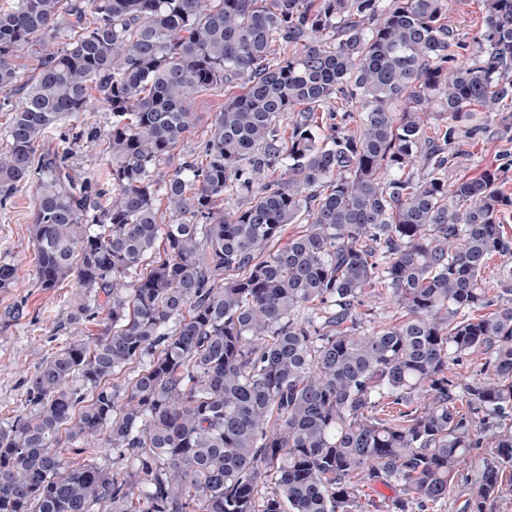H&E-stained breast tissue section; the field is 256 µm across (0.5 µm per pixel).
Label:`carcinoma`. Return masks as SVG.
I'll return each mask as SVG.
<instances>
[{
	"label": "carcinoma",
	"mask_w": 512,
	"mask_h": 512,
	"mask_svg": "<svg viewBox=\"0 0 512 512\" xmlns=\"http://www.w3.org/2000/svg\"><path fill=\"white\" fill-rule=\"evenodd\" d=\"M449 2L0 8V91L21 92L0 97V200L34 185L33 275L75 276L74 319L100 324L25 378L29 411L0 426V512H436L461 483L486 512L512 495V268L496 297L483 279L512 258V198L489 170L445 176L476 115L512 118V0H484L469 42ZM222 85L240 92L201 154L160 171L192 95ZM97 108L108 129L39 151ZM75 146L89 167L68 163ZM377 287L399 321L366 332ZM74 443L87 462L67 460ZM376 483L397 494L367 498ZM83 121H89L91 123H96L101 128H107L110 124L111 116L108 112L99 111V112H84V114L79 119H71L69 121H64L58 125L57 129L51 131L48 137L40 144L39 151L42 150H52L55 149L59 144V134L60 132H64L72 127L79 126Z\"/></svg>",
	"instance_id": "obj_1"
}]
</instances>
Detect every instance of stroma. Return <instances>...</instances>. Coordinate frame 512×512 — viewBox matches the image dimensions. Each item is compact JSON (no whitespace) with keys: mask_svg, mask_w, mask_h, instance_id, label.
Here are the masks:
<instances>
[{"mask_svg":"<svg viewBox=\"0 0 512 512\" xmlns=\"http://www.w3.org/2000/svg\"><path fill=\"white\" fill-rule=\"evenodd\" d=\"M228 89L203 91L194 95L191 108L195 127L181 140L166 163L173 170L185 157L199 153L210 136L213 112L223 108ZM465 157L449 162V181L477 177L484 171L499 174L497 188L512 197V129L490 124L469 139ZM36 207L33 188L17 191L7 206L0 207V260L17 264L14 284L0 289V425H8L26 413L23 380L67 340L97 333L96 324L74 321L72 313L79 293L74 278L54 289L37 285L31 269L34 249L31 228Z\"/></svg>","mask_w":512,"mask_h":512,"instance_id":"obj_1","label":"stroma"}]
</instances>
